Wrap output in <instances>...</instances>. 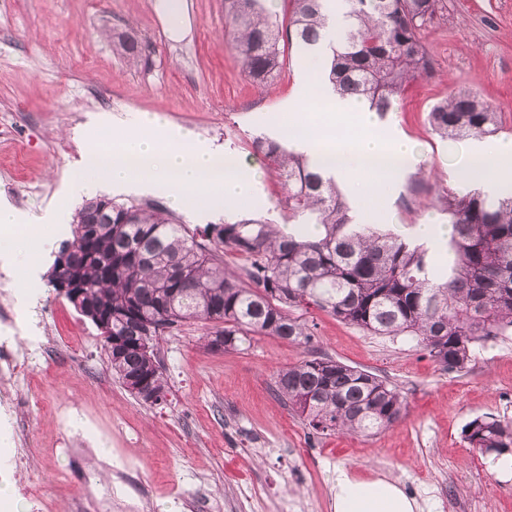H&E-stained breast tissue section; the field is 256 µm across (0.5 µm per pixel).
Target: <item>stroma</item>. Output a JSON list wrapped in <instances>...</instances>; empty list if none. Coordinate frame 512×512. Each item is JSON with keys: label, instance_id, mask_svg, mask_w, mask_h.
<instances>
[{"label": "stroma", "instance_id": "35a3bbf8", "mask_svg": "<svg viewBox=\"0 0 512 512\" xmlns=\"http://www.w3.org/2000/svg\"><path fill=\"white\" fill-rule=\"evenodd\" d=\"M134 34L148 59L135 64L115 48ZM433 76L414 83L384 129L415 140L418 151L390 188L389 227L413 235L421 221L442 223L432 205L455 187L447 142L427 121L449 91L474 89L501 114L512 139V0H445L424 32ZM292 52L267 84L253 86L227 45L224 0H182L171 31L161 0H0V200L32 216L56 199L80 168V133L99 113L128 124L158 115L237 155L262 175L263 204L182 213L189 226L288 214L275 173L252 141L282 139L281 111L303 75ZM18 265L0 258V307H10L26 338L14 382L21 433L0 429V448L26 458L0 469L25 512H106L100 485L111 481L132 512H333L336 475L396 481L417 512H512V475L496 456L467 447L473 418L512 421V334L477 344L469 367L442 369L410 336H374L311 309L300 318L310 341L257 336L237 349L208 346L210 324L190 322L158 340L169 393L165 404L138 401L113 377L96 327L41 282L31 297ZM328 356L385 378L408 414L370 437L316 435L278 399V369ZM76 407L106 447L77 458L63 451L71 431L57 410Z\"/></svg>", "mask_w": 512, "mask_h": 512}]
</instances>
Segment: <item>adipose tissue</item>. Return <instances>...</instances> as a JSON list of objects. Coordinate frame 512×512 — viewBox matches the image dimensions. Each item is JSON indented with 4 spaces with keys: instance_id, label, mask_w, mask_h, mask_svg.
<instances>
[{
    "instance_id": "adipose-tissue-1",
    "label": "adipose tissue",
    "mask_w": 512,
    "mask_h": 512,
    "mask_svg": "<svg viewBox=\"0 0 512 512\" xmlns=\"http://www.w3.org/2000/svg\"><path fill=\"white\" fill-rule=\"evenodd\" d=\"M463 162L455 171L460 187H478L492 196L512 192V140L469 139ZM334 512H414L410 498L386 480H362L340 472L336 477Z\"/></svg>"
}]
</instances>
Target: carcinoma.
Here are the masks:
<instances>
[{
	"label": "carcinoma",
	"mask_w": 512,
	"mask_h": 512,
	"mask_svg": "<svg viewBox=\"0 0 512 512\" xmlns=\"http://www.w3.org/2000/svg\"><path fill=\"white\" fill-rule=\"evenodd\" d=\"M290 0L279 19L265 0H224L228 44L250 82L279 73L285 53L313 51L323 41L325 76L341 97L362 99L385 118L410 84L433 75L423 30L442 0ZM129 60H147L131 36L118 39ZM441 139L494 137L501 115L468 88H456L428 112ZM285 192L288 227L244 218L193 228L156 204L91 198L76 214L73 239L60 243L48 275L56 292L79 289L93 324L112 322L119 352L107 353L119 382L141 379L158 395L167 388L155 341L193 321L216 325L224 349L253 336L306 341L311 332L293 316L315 308L379 336L409 335L448 371L472 361L473 346L512 333V195L442 189L436 195L450 235L434 265L429 249L382 224H354L336 180L308 157L266 136L253 140ZM308 224L319 227L311 237ZM241 264L229 271L224 254ZM277 396L317 432L380 433L407 414L389 382L339 360L313 357L282 368ZM468 447L512 453V422L477 416L463 429Z\"/></svg>",
	"instance_id": "1"
}]
</instances>
